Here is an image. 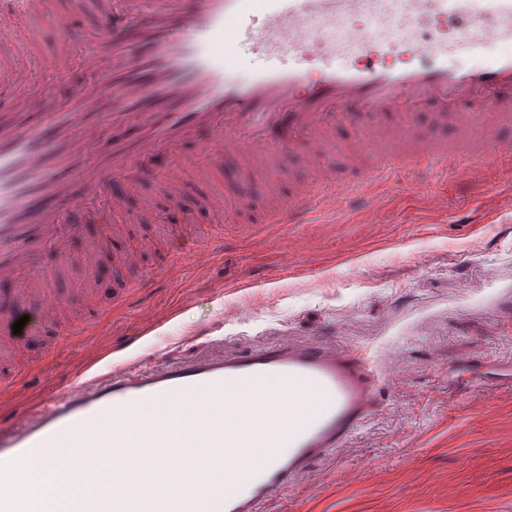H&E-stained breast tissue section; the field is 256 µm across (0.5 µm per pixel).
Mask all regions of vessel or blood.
<instances>
[{
  "label": "vessel or blood",
  "instance_id": "b4317fda",
  "mask_svg": "<svg viewBox=\"0 0 512 512\" xmlns=\"http://www.w3.org/2000/svg\"><path fill=\"white\" fill-rule=\"evenodd\" d=\"M97 50L69 96L44 94L36 111L16 105L32 66L33 25L66 21L65 0H0V19L18 23L0 57V284L28 287L31 273L55 279L47 254L67 260L89 227L128 210L143 167L159 151L197 144L210 165L234 162L231 177L254 172L272 148L297 134L324 145L335 124L357 123L350 157L376 151L362 184L379 186L393 168H426L452 155L496 159L494 133L512 123V0H96ZM369 15L367 32L345 28ZM467 62H449L438 36ZM262 62L239 73V56ZM112 114L108 136L100 110ZM433 113L464 138L410 140V118ZM326 205L346 200L336 171L312 156ZM200 171L179 169L164 183L173 205ZM102 197L104 208L89 206ZM477 221L512 212V194L493 192ZM311 194L280 202L269 224L306 223ZM17 299L0 295V353L24 350L11 327ZM375 400L372 380L349 352L283 345L243 355L161 366L127 364L51 391L0 425V474L17 463L66 466L78 491L0 494V512H261L311 463L357 431ZM125 421L121 430L112 423ZM167 470L163 488L128 460ZM233 467H225V457ZM119 461L116 478L101 474Z\"/></svg>",
  "mask_w": 512,
  "mask_h": 512
}]
</instances>
